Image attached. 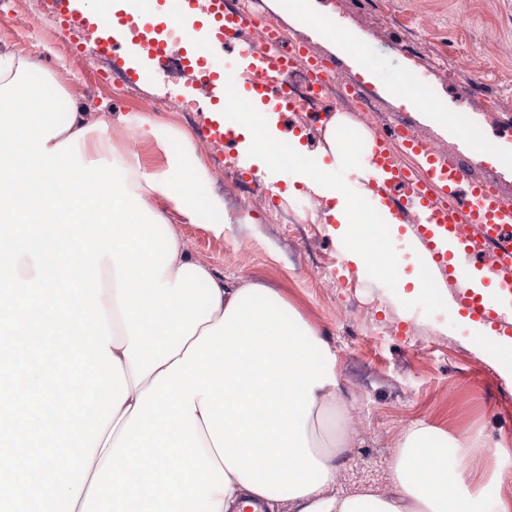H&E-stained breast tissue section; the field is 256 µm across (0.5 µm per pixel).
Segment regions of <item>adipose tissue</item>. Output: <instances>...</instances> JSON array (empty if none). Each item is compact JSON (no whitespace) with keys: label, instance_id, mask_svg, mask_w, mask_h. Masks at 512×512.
Listing matches in <instances>:
<instances>
[{"label":"adipose tissue","instance_id":"1","mask_svg":"<svg viewBox=\"0 0 512 512\" xmlns=\"http://www.w3.org/2000/svg\"><path fill=\"white\" fill-rule=\"evenodd\" d=\"M31 62L0 54V512H512L488 488L470 494V438L419 427L403 435L387 485L351 490L331 413L341 391L337 357L274 288L200 263L173 214L224 205L191 140L151 119L73 112L37 122L48 105L29 90ZM260 123L281 139L275 113L235 127L241 158L273 176L252 139ZM132 127L163 163L138 154L103 168L112 126ZM336 115L326 125L317 175L301 182L331 200L345 262L372 265L361 201L336 169L350 156ZM179 142L171 152V142ZM82 168L70 169L72 153ZM48 326L35 359L12 341ZM471 337L512 385V338L471 323Z\"/></svg>","mask_w":512,"mask_h":512}]
</instances>
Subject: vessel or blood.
I'll list each match as a JSON object with an SVG mask.
<instances>
[{"mask_svg": "<svg viewBox=\"0 0 512 512\" xmlns=\"http://www.w3.org/2000/svg\"><path fill=\"white\" fill-rule=\"evenodd\" d=\"M166 3L163 10L122 16L103 11L96 21L106 30L133 37L153 35L152 56L157 59L166 53L171 37L183 30L184 20L193 16L197 0ZM239 22L230 0H211L205 20L197 24L194 50L185 57L189 70L206 72L214 102H228L242 92L253 98L265 99L274 91L287 97L286 78L301 65L316 78L327 77L323 61L307 56L300 45L286 56L258 54L244 45L237 57L216 60V49L228 42ZM394 138L420 159L422 169L398 162L390 147ZM368 162L375 178L354 173L349 182L370 185L398 220L412 224L435 282L453 291L470 315L495 331L512 333V315L489 305L482 294L490 287L512 295V199L476 177L469 165L437 154L407 116L397 122L393 136L375 139Z\"/></svg>", "mask_w": 512, "mask_h": 512, "instance_id": "vessel-or-blood-1", "label": "vessel or blood"}]
</instances>
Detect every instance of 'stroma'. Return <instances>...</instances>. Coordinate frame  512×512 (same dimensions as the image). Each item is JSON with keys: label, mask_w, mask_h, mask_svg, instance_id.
I'll use <instances>...</instances> for the list:
<instances>
[{"label": "stroma", "mask_w": 512, "mask_h": 512, "mask_svg": "<svg viewBox=\"0 0 512 512\" xmlns=\"http://www.w3.org/2000/svg\"><path fill=\"white\" fill-rule=\"evenodd\" d=\"M53 0H11L0 12V53L17 52L42 73L55 76L70 101L91 115H139L152 98H163V118L192 134L195 115L180 112L187 98L204 102L186 79L156 75L135 88L113 85L111 59L93 54L90 43L62 48L44 21ZM337 27L357 33L371 77L354 65L351 52L312 36L304 12L280 18L285 37L304 42L339 66L340 79L362 81L378 109L377 130L388 129L404 108L399 85L423 84L427 102L451 112V126L427 121L420 105L412 117L422 135L449 159H464L465 134L483 136L503 156L512 155V0H320ZM485 60L471 94L461 95L458 75L467 57ZM259 194L287 208L303 225L305 240L289 241V226L266 214L225 208L222 232L197 219L177 216L176 228L198 261L228 276H243L275 288L291 310L318 328L336 353L343 388L337 411L350 421L348 461L338 483L383 482L400 432L422 425L461 435L487 447L512 449V386L498 376L442 306L421 273L422 257L402 241L389 244L397 259L393 274L357 272L341 262L325 199L308 189L292 195L289 170L269 178L245 169ZM420 273L421 297L404 301L398 276Z\"/></svg>", "instance_id": "stroma-1"}]
</instances>
